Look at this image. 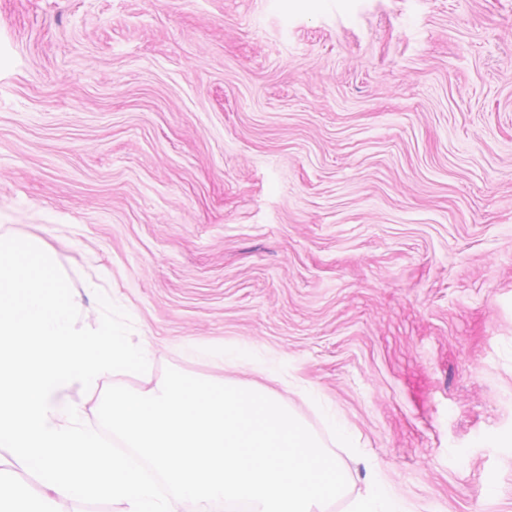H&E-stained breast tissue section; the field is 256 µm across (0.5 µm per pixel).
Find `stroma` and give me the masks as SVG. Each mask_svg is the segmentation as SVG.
<instances>
[{
    "mask_svg": "<svg viewBox=\"0 0 512 512\" xmlns=\"http://www.w3.org/2000/svg\"><path fill=\"white\" fill-rule=\"evenodd\" d=\"M410 512H512V0H0V234ZM311 386L359 436L337 447ZM185 352L188 356L203 361L223 363L225 367H234L243 360L235 347L225 346L224 349H215L198 341L189 344Z\"/></svg>",
    "mask_w": 512,
    "mask_h": 512,
    "instance_id": "1",
    "label": "stroma"
}]
</instances>
